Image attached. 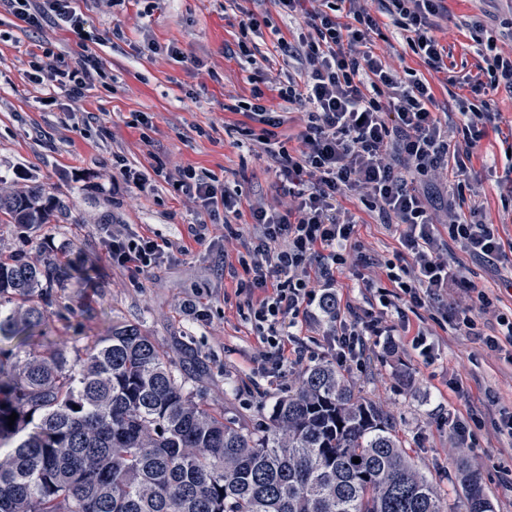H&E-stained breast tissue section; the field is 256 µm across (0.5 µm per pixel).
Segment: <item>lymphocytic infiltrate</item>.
Instances as JSON below:
<instances>
[{"instance_id":"f902f5d3","label":"lymphocytic infiltrate","mask_w":512,"mask_h":512,"mask_svg":"<svg viewBox=\"0 0 512 512\" xmlns=\"http://www.w3.org/2000/svg\"><path fill=\"white\" fill-rule=\"evenodd\" d=\"M444 0H272L275 12L298 20L295 41L278 38L283 56L298 62L294 78L278 84L279 99L300 106L305 126L297 146L287 149L275 133L284 122L253 88L246 104L231 105L260 129L261 144L288 185L286 210L251 206L250 242L236 261L245 273L237 283L240 317L258 344V371L271 373L288 360L302 362L308 349L296 330L323 319L336 345V365L360 369L368 343L396 332L389 311L424 310L439 327L479 340L512 365V307L491 289L473 282L452 254L459 247L495 265L512 263V238L483 219L481 207L462 216L448 207L439 220L429 187L453 175L464 193L471 159L497 112L489 92H512V51H503L480 22L469 25L480 58L476 75L457 76L448 50L435 34ZM38 29L51 23L82 32L84 19L74 0H0ZM386 15L407 47L425 64L426 74L399 70L377 55L371 35ZM470 87L478 102L462 110V121L443 123L434 112L433 82ZM176 191L196 200L210 216L232 222L240 215L241 190L193 166L178 169ZM356 199L379 223L394 228L399 249L379 261L356 237L357 222L345 206ZM106 247L117 266L149 271L171 256L170 246L122 230ZM351 270L359 285L373 291L380 308L363 315L344 300L336 274Z\"/></svg>"}]
</instances>
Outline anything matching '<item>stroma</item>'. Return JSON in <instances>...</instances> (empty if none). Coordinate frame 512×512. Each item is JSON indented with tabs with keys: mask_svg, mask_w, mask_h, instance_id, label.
<instances>
[{
	"mask_svg": "<svg viewBox=\"0 0 512 512\" xmlns=\"http://www.w3.org/2000/svg\"><path fill=\"white\" fill-rule=\"evenodd\" d=\"M444 5L437 35L448 49V66L476 73L479 58L466 24L477 20L499 31L505 0ZM76 6L85 20L79 34L48 23L29 28L0 6V193L40 189L69 207L67 219L34 229L0 223V253L49 255L66 265L88 258L96 279L91 286L72 280L51 289L42 300L41 324L27 340L0 345V355L23 358L61 347L73 358L112 323H136L177 369L189 372L199 402L252 428L296 387L306 366L291 362L273 374L254 368L256 344L236 312L237 281L224 272L225 255L243 249L247 236L225 240L223 225L164 178H155L146 193L113 185L112 158L145 172L191 165L239 187L245 203L286 202L275 164L238 131L243 117L226 106L249 97L252 86L283 80L288 66L276 35L288 27L269 0H76ZM246 11L261 24L250 43L254 68L235 55ZM173 42L183 59L168 54ZM87 49L99 57L104 77L82 97L54 81H32L33 55L48 54L53 69L63 72ZM490 97L500 117L489 124L468 175L487 218L512 227V212L502 205L512 194L503 160L512 145V93L501 89ZM138 112L149 117L148 127H133ZM107 215L171 243V258L144 273L114 266L101 243ZM194 224L207 227L202 242L190 234ZM357 232L376 258H391L398 246L394 231L369 214H362ZM192 303L204 318L189 311ZM454 382L467 388L470 403L453 396ZM353 383L386 412L409 454L427 464L449 512H465L456 480L461 461L479 472L494 512H512V438L498 431L501 412L512 408V367L479 342L444 331L431 362L401 339L391 351L374 348ZM468 406L479 420L475 440L449 447L448 423Z\"/></svg>",
	"mask_w": 512,
	"mask_h": 512,
	"instance_id": "1",
	"label": "stroma"
}]
</instances>
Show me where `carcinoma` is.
<instances>
[{"label": "carcinoma", "instance_id": "1", "mask_svg": "<svg viewBox=\"0 0 512 512\" xmlns=\"http://www.w3.org/2000/svg\"><path fill=\"white\" fill-rule=\"evenodd\" d=\"M56 212L68 215L53 197L0 195L6 224L36 228ZM67 276L51 258L0 255V343L39 324L30 297ZM457 477L466 512H493L476 473L459 463ZM0 512L447 508L387 415L335 366L307 368L248 430L196 401L171 358L123 323L74 360L58 349L0 361Z\"/></svg>", "mask_w": 512, "mask_h": 512}]
</instances>
